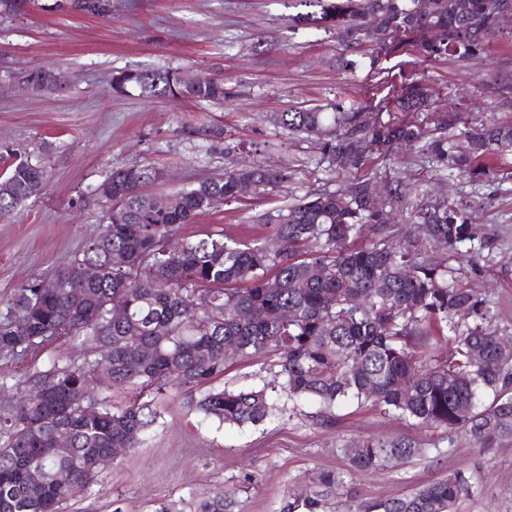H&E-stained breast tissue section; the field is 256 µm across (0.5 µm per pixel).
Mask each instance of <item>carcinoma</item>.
Returning a JSON list of instances; mask_svg holds the SVG:
<instances>
[{"label": "carcinoma", "mask_w": 512, "mask_h": 512, "mask_svg": "<svg viewBox=\"0 0 512 512\" xmlns=\"http://www.w3.org/2000/svg\"><path fill=\"white\" fill-rule=\"evenodd\" d=\"M320 8L312 20L336 34L342 64L381 50H406L428 59L481 56L497 26L502 0H300ZM88 14L108 17L112 0H74ZM36 92L51 89V72L27 75ZM135 88L147 97L224 103L233 93L224 79L187 86L172 70L112 73V91ZM433 90L421 77L406 79L393 110L373 116L370 106L334 103L277 113L289 134L313 138L329 166L344 177L337 189H315L256 217L267 228L243 241L224 231L201 237L182 227L220 205L239 202L241 185L251 195L282 188L288 170L266 165L229 167L169 194L156 206L147 188L162 178L154 167L114 168L97 187L110 203L108 223L83 251L51 275V287L21 283L0 298V358L34 353L60 338L76 357H58L18 378L14 397L0 417V512H66L71 501L97 484L95 459L122 440L138 448L156 420L144 395L167 389H203L192 409L229 425H257L277 415L267 386L231 389L213 385L229 355L259 365L291 401L319 405L316 421L333 422L334 408L353 400L417 424L465 437L478 448L512 444V338L500 314L475 287L479 259L498 238L477 234L473 206L452 191L417 195L399 178L388 198L368 194L379 178L376 159L395 161L406 149L411 165L442 183L495 181V161L512 151V123H466L456 112L431 109ZM429 112L421 124L401 115ZM371 148L355 149V140ZM39 163L20 159L0 175V218L39 196L46 186ZM479 247H474V241ZM92 264L98 276L81 277ZM121 295L127 315L115 320L109 303ZM108 360L112 369L97 370ZM130 390L135 398L116 405L89 393ZM71 433V452L45 453L59 428ZM419 452L401 438L363 437L344 449L349 472H376ZM38 467L37 488L29 472ZM69 470V483L56 480ZM344 478L327 471L289 493L280 512H453L472 495L471 476L448 478L409 494L337 500ZM239 488L191 498L181 508L155 512H233Z\"/></svg>", "instance_id": "carcinoma-1"}]
</instances>
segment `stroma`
<instances>
[{
  "instance_id": "stroma-1",
  "label": "stroma",
  "mask_w": 512,
  "mask_h": 512,
  "mask_svg": "<svg viewBox=\"0 0 512 512\" xmlns=\"http://www.w3.org/2000/svg\"><path fill=\"white\" fill-rule=\"evenodd\" d=\"M297 0H112L101 18L74 10L70 0H37L34 8L0 16V173L13 158L40 160L47 171L43 195L0 219V298L33 277L69 263L107 222L109 207L95 193L112 168L149 165L162 180L155 194H168L223 176L230 164H267L287 169L286 192L273 191L244 203L224 205L186 225L185 234L227 230L260 238L256 214L315 188H337L314 142L288 137L275 113L330 103H378L418 73L434 89L439 106L465 121L486 116L512 123V99L494 92L512 79V39H495L480 58L436 61L392 52L375 69L339 66L334 36L297 21ZM46 68L63 79L61 90L36 93L27 74ZM119 69H173L223 79L232 88L226 104L181 98L113 94ZM494 187L474 194L477 222L495 228L499 249L512 256V155L498 163ZM487 288L512 335V265L487 262ZM58 340L35 361L0 358V411L6 387L31 365L72 354ZM188 396H156V422L139 448L114 460L101 474L79 512H155L164 502L209 496L240 486L235 512H278L287 492L318 473H347L345 445L369 435L404 438L426 448L423 456L395 460L373 474L348 475L357 498L410 493L462 469L475 486L459 512H512V446L476 448L447 439L409 419L354 402L339 404L329 425L314 420L317 403L276 395L278 418L253 425H224L189 411Z\"/></svg>"
}]
</instances>
